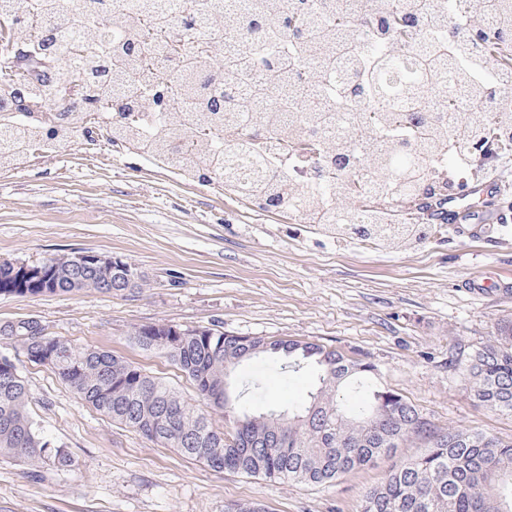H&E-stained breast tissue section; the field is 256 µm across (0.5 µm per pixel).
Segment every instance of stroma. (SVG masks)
Here are the masks:
<instances>
[{
  "mask_svg": "<svg viewBox=\"0 0 512 512\" xmlns=\"http://www.w3.org/2000/svg\"><path fill=\"white\" fill-rule=\"evenodd\" d=\"M78 251L123 258L148 284L122 294L0 296V324L34 318L51 336L123 357L204 410L214 427H223L222 412L175 365L135 345V328L219 324L323 345L376 364L380 383L436 426L512 440V416L479 407L448 366L512 320V293L475 295L465 286L512 275V232L476 239L435 224L418 245L338 241L113 147L96 123L56 154L0 171V259L35 263ZM18 368L30 415L78 467L46 465L35 480L22 463L0 460V512H224L225 504L251 501L269 512H359L367 489L419 453L411 444L320 486L215 472L101 416L52 368L24 358ZM236 375L262 384V394L242 400L254 414L302 399L315 383L311 370L267 356Z\"/></svg>",
  "mask_w": 512,
  "mask_h": 512,
  "instance_id": "35a3bbf8",
  "label": "stroma"
}]
</instances>
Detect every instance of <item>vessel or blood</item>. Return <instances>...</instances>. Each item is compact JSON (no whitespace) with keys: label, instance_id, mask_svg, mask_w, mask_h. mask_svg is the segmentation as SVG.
Wrapping results in <instances>:
<instances>
[{"label":"vessel or blood","instance_id":"vessel-or-blood-1","mask_svg":"<svg viewBox=\"0 0 512 512\" xmlns=\"http://www.w3.org/2000/svg\"><path fill=\"white\" fill-rule=\"evenodd\" d=\"M502 190L497 178L477 180L467 184L463 194L450 195L441 207L428 213V220L450 224L457 232L478 238L498 232L507 223L505 213L489 210L488 202Z\"/></svg>","mask_w":512,"mask_h":512}]
</instances>
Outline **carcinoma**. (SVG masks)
I'll return each instance as SVG.
<instances>
[{
  "label": "carcinoma",
  "mask_w": 512,
  "mask_h": 512,
  "mask_svg": "<svg viewBox=\"0 0 512 512\" xmlns=\"http://www.w3.org/2000/svg\"><path fill=\"white\" fill-rule=\"evenodd\" d=\"M182 0L175 25L165 0H0L18 15L24 54L0 60V98L15 73L28 75V97L43 101L72 66L51 67L57 17L88 53L85 109L55 125L0 117V170L18 169L38 149L48 156L110 103L128 101L108 132L112 145L131 149L187 182L214 184L259 211L316 224L339 239L390 249L408 238L422 243L427 228L404 203L424 185L448 189L447 170L462 158L485 163L512 149V0ZM193 37L168 49L177 29ZM220 39L217 55L198 41ZM399 75L401 113L386 98L388 76ZM454 93L448 96L446 80ZM291 154L309 171L294 179L276 158ZM355 197L339 209L334 202ZM60 267L48 295L93 289L120 293L121 279L105 272L79 277ZM171 328L142 325L135 344L164 354L206 399L228 396L224 429L187 404L158 377L105 351L75 348L19 319L0 325L29 361L49 352L51 368L78 397L113 422L213 470L248 477L324 485L420 441L426 452L406 459L368 489L359 512H512V441L450 426L424 437L430 422L398 391L372 384L377 366L336 349L274 336L265 355L301 369L311 362L318 387L288 410L255 415L241 406L225 372L248 361L238 335L214 324L192 329L170 349L151 337ZM467 389L488 410L512 415V321L462 365ZM29 389L14 358L0 354V459L36 470L77 462L56 446L28 411ZM280 429L279 442L267 444Z\"/></svg>",
  "instance_id": "cac0c4a2"
}]
</instances>
